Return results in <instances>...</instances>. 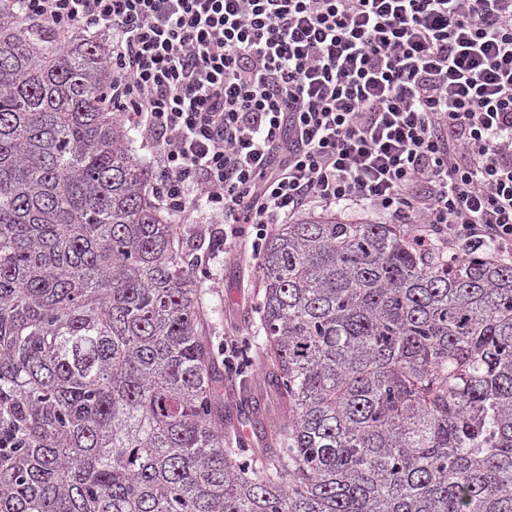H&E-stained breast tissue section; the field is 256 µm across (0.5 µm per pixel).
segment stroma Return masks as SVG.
<instances>
[{
	"label": "stroma",
	"mask_w": 512,
	"mask_h": 512,
	"mask_svg": "<svg viewBox=\"0 0 512 512\" xmlns=\"http://www.w3.org/2000/svg\"><path fill=\"white\" fill-rule=\"evenodd\" d=\"M198 218V223L186 226L179 236L190 252L210 256L195 273L206 311L208 342L218 357L223 354L225 333L242 334L250 342L247 376L224 382L218 394L232 414L237 432L260 452L276 447L274 428L284 420L286 409L280 394L266 381L269 365L259 332L257 264L245 253L234 257L208 253L211 218L204 212Z\"/></svg>",
	"instance_id": "1"
}]
</instances>
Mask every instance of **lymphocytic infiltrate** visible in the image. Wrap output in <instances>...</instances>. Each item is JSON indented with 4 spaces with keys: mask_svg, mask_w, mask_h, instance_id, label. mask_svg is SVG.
<instances>
[{
    "mask_svg": "<svg viewBox=\"0 0 512 512\" xmlns=\"http://www.w3.org/2000/svg\"><path fill=\"white\" fill-rule=\"evenodd\" d=\"M112 35V96L225 254L305 210H363L512 264V0H12Z\"/></svg>",
    "mask_w": 512,
    "mask_h": 512,
    "instance_id": "lymphocytic-infiltrate-1",
    "label": "lymphocytic infiltrate"
}]
</instances>
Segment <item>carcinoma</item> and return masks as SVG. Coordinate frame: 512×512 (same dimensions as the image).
<instances>
[{"instance_id": "carcinoma-1", "label": "carcinoma", "mask_w": 512, "mask_h": 512, "mask_svg": "<svg viewBox=\"0 0 512 512\" xmlns=\"http://www.w3.org/2000/svg\"><path fill=\"white\" fill-rule=\"evenodd\" d=\"M109 49L0 6V512H512V265L280 225V448L230 447L204 310Z\"/></svg>"}]
</instances>
